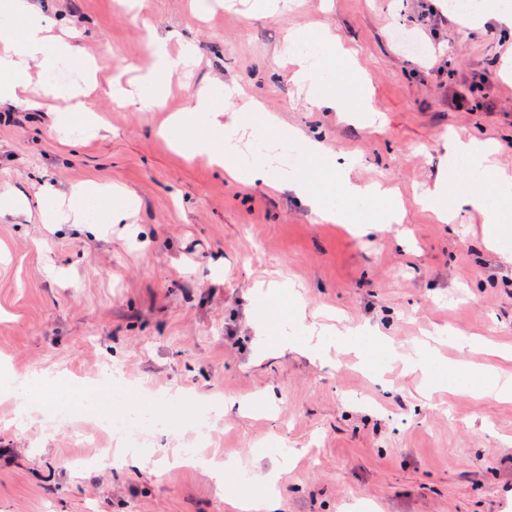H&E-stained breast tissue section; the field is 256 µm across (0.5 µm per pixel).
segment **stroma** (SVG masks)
<instances>
[{"mask_svg": "<svg viewBox=\"0 0 512 512\" xmlns=\"http://www.w3.org/2000/svg\"><path fill=\"white\" fill-rule=\"evenodd\" d=\"M100 63L97 108L112 132L72 145L47 111L0 106V194H60L90 180L136 198L130 223L103 234L61 233L24 214L0 218V512H227L257 491L259 468L284 474L276 512H512V399L430 386L402 357L441 340L444 361L491 363L512 376V234L487 249L478 213L443 224L420 196L448 169L442 138L498 145L512 171V79L500 74L512 30L468 25L434 0H296L275 16L214 0H38ZM332 31L371 91L376 128L310 110L288 81L284 36ZM176 32L199 59L173 68L159 108L109 95L152 64L153 35ZM492 73L489 98L474 92ZM209 84L241 86L284 126L355 158L353 180L382 182L402 204L400 229L352 235L297 197L242 186L204 159L186 161L158 131ZM295 289L324 326L329 364L294 351L262 354L253 323L268 284ZM353 329L385 336L394 354L361 363L337 349ZM484 338L490 356L472 349ZM65 373L91 388L195 398L189 419L146 439L136 467L114 463L86 419L65 427L23 417L7 395L17 377ZM223 412L201 419L207 400ZM247 470L221 486L205 469L165 459L196 434Z\"/></svg>", "mask_w": 512, "mask_h": 512, "instance_id": "1", "label": "stroma"}]
</instances>
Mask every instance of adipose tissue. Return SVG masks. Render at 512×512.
I'll return each instance as SVG.
<instances>
[{
	"label": "adipose tissue",
	"instance_id": "1",
	"mask_svg": "<svg viewBox=\"0 0 512 512\" xmlns=\"http://www.w3.org/2000/svg\"><path fill=\"white\" fill-rule=\"evenodd\" d=\"M0 16L6 19L5 24L0 25V105L30 110L40 108V101L31 94L27 84L28 64L33 62L48 69L58 63L74 60L78 63L80 75L62 95V102L53 114L54 128L69 131L79 127L94 134L106 130L107 125L93 99L96 63L78 56L71 34L56 32L54 21L38 8L34 0H0ZM169 41L166 35L153 37V67L142 76L137 92L125 97V104L136 109L161 104L162 87L157 75L166 71L171 64ZM300 41L308 43L310 51L306 54L295 53L297 68L289 79L299 86H319V93L309 98V105L347 113L353 120L366 119L374 110L370 93L355 91L352 100L348 101L342 95L320 87L321 65L335 67L344 75L351 71L350 58L337 45L335 35L320 30L286 36L287 44ZM237 93V88L224 85L196 91L185 109L172 117L173 136L183 155L207 158L241 184L253 186L268 180L274 158L263 150L254 151L247 157L242 155L236 136L241 124L240 115L236 112L225 113L218 105L219 98H232ZM282 137L302 152L306 163L283 171L276 185L294 193L322 220L352 225L354 232L359 235L401 223V214L392 202L378 210L360 211L361 203L373 200L378 195V187L354 183L350 166L338 163L320 143L292 129L285 130ZM442 146L449 157L463 160L468 186L463 190L457 189L454 178L440 174L433 188L421 197V205L432 209L442 218L451 211H478L489 244H496L503 236L512 233V210L503 206L504 201L512 199V172L495 164L496 149L487 141L447 135L443 138ZM51 194L52 189L47 185L40 187L37 192L39 215L45 224L85 228L93 222L100 225L120 224L132 213L127 192L109 183L84 182L72 189L67 201L54 206L49 203ZM90 199L104 204L93 222L88 220L84 206L85 201ZM448 371L454 376L467 377L472 390L489 392L499 398L512 397V380L502 377L492 365L474 367L452 363ZM11 391L28 402L48 399L53 393L61 398L74 395L80 408L86 411L102 403L107 393L103 386L84 392L75 383L58 387L56 377L49 373L40 374L33 382L15 384Z\"/></svg>",
	"mask_w": 512,
	"mask_h": 512
}]
</instances>
